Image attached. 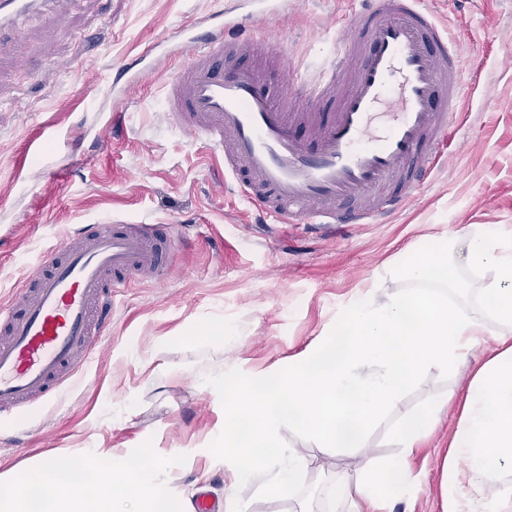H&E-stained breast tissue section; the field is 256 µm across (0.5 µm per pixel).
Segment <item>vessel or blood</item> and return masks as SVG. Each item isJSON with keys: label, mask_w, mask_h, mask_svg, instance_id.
<instances>
[{"label": "vessel or blood", "mask_w": 512, "mask_h": 512, "mask_svg": "<svg viewBox=\"0 0 512 512\" xmlns=\"http://www.w3.org/2000/svg\"><path fill=\"white\" fill-rule=\"evenodd\" d=\"M48 0H0V49ZM288 0L225 10L216 31L181 28L168 83L180 130L224 158V181L278 224H382L438 169L471 88L455 38L422 0H362L336 27L332 61L306 80L262 63L259 21ZM181 241L140 224L76 230L0 306V418L49 400L88 365L121 288Z\"/></svg>", "instance_id": "obj_1"}]
</instances>
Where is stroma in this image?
Instances as JSON below:
<instances>
[{
	"mask_svg": "<svg viewBox=\"0 0 512 512\" xmlns=\"http://www.w3.org/2000/svg\"><path fill=\"white\" fill-rule=\"evenodd\" d=\"M265 22L291 68L315 75L332 55L331 26L360 0H288ZM227 0H50L46 17L21 20L0 59V304L46 249L79 226L106 220L169 224L190 243L163 281L131 280L92 362L53 401L0 419V475H20L46 452L128 450L152 442L165 457L185 456L181 486L218 502L239 496L248 512H301L296 498L260 499L259 479L234 485L229 467L203 448L224 426V411L201 385L234 366L266 373L325 333L337 311L370 285L396 289L387 270L421 244L471 229L512 234V0H426L456 37L475 86L462 104L470 138H450V167L391 222L336 224L315 232L265 222L245 200L213 187L218 160L187 137L165 110L177 63L162 49L154 71L123 101L112 96L117 69L178 28L208 29ZM124 131L109 151L96 136L112 111ZM61 132L51 171L26 166L31 139ZM223 323L208 339L194 331ZM498 326L455 365L448 379L430 371L398 414L417 400L445 405L432 432L404 455L377 429L360 451H335L282 430L308 462L309 485L403 456L416 482L390 512H445L448 452L465 385L498 348Z\"/></svg>",
	"mask_w": 512,
	"mask_h": 512,
	"instance_id": "stroma-1",
	"label": "stroma"
}]
</instances>
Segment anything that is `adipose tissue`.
<instances>
[{
    "label": "adipose tissue",
    "instance_id": "adipose-tissue-1",
    "mask_svg": "<svg viewBox=\"0 0 512 512\" xmlns=\"http://www.w3.org/2000/svg\"><path fill=\"white\" fill-rule=\"evenodd\" d=\"M412 484L405 459L387 463L378 472L362 470L336 491L338 512H385L389 500L402 497Z\"/></svg>",
    "mask_w": 512,
    "mask_h": 512
}]
</instances>
